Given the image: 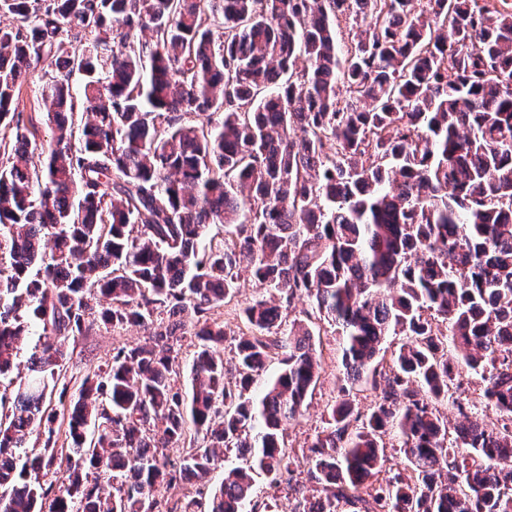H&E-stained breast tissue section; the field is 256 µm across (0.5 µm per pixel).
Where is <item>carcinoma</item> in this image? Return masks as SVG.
Instances as JSON below:
<instances>
[{
  "label": "carcinoma",
  "mask_w": 512,
  "mask_h": 512,
  "mask_svg": "<svg viewBox=\"0 0 512 512\" xmlns=\"http://www.w3.org/2000/svg\"><path fill=\"white\" fill-rule=\"evenodd\" d=\"M416 2L0 0L16 20L0 27V122L16 129L0 161V379L32 327L44 336L0 394V512H277L257 475L293 492L294 512H512V9ZM347 16L363 23L349 45ZM42 63L51 139L31 166L17 105ZM243 258L280 298L239 309L226 366L208 315ZM298 296L342 336L347 380L376 393L365 415L327 404L300 455L286 427L320 365L283 315ZM97 322L148 336L59 412L66 343ZM463 366L498 424L460 406L448 428L439 406L457 402ZM60 414L68 484L51 499L40 473ZM33 433L42 452L22 462ZM220 449L244 464L206 493ZM303 464L324 496L293 482ZM192 480L190 498L157 495ZM198 340L194 336H187L179 351V374L176 384L183 392L190 393V367L194 353L198 350Z\"/></svg>",
  "instance_id": "cac0c4a2"
}]
</instances>
